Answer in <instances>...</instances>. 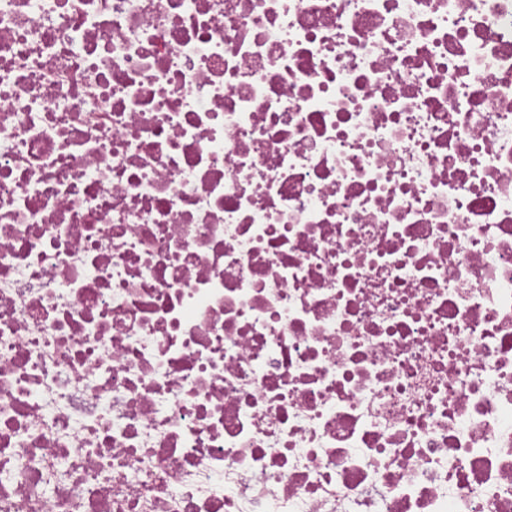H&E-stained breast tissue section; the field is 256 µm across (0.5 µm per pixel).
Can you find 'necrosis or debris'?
<instances>
[{"label": "necrosis or debris", "mask_w": 512, "mask_h": 512, "mask_svg": "<svg viewBox=\"0 0 512 512\" xmlns=\"http://www.w3.org/2000/svg\"><path fill=\"white\" fill-rule=\"evenodd\" d=\"M0 512H512V0H0Z\"/></svg>", "instance_id": "1"}]
</instances>
